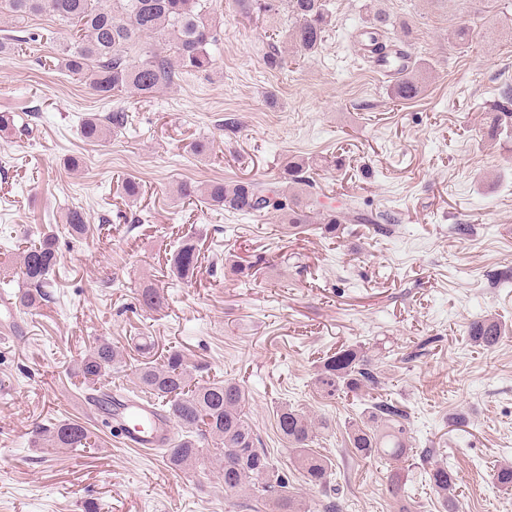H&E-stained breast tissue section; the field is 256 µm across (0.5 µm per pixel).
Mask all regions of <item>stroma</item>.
Segmentation results:
<instances>
[{
  "instance_id": "stroma-1",
  "label": "stroma",
  "mask_w": 512,
  "mask_h": 512,
  "mask_svg": "<svg viewBox=\"0 0 512 512\" xmlns=\"http://www.w3.org/2000/svg\"><path fill=\"white\" fill-rule=\"evenodd\" d=\"M367 0H329L332 27L319 49L267 68L275 28L239 23L225 0H209L221 41L205 73L182 72L142 101L104 102L81 77L40 56H0V112L29 124L26 136L0 134V290L21 287L18 255L41 232L58 239L61 262L52 297L0 339V512H233L208 471L169 469L161 453L112 437L90 412L76 362L96 340L125 348L113 385L131 386L137 346L169 348L198 365V379H232L250 392L248 411L311 512L323 495L309 488L276 428L275 408L290 405L327 417L316 443L336 466L343 512H397L386 470L354 456L345 428L363 397L321 398V357L349 345L380 370L379 395L404 405L414 447L431 448L457 474L462 512H512L497 489L494 461H512V147H490L485 109L512 85V32L471 47L450 43L458 25L512 18V0H382L409 24L427 75L420 96H392L391 80L353 45L366 26ZM133 122L96 142L78 134L91 115L113 106ZM206 137L207 156L190 144ZM84 160L76 171L69 156ZM316 160L317 190L336 209L385 211L387 234L345 223L335 238L289 232L270 217L224 212L178 194L182 183L214 179L273 181L293 157ZM141 193L129 201L121 182ZM83 208L86 239L64 220ZM468 224L467 237L454 227ZM201 248L191 281L170 259L185 237ZM254 263L249 283L231 280L229 256ZM165 290L168 306L143 311L139 289ZM480 317L506 323L495 347L471 345ZM434 337L429 353L404 361L414 342ZM74 418L96 437L93 448L34 447L33 423ZM462 426L452 428L449 418Z\"/></svg>"
}]
</instances>
